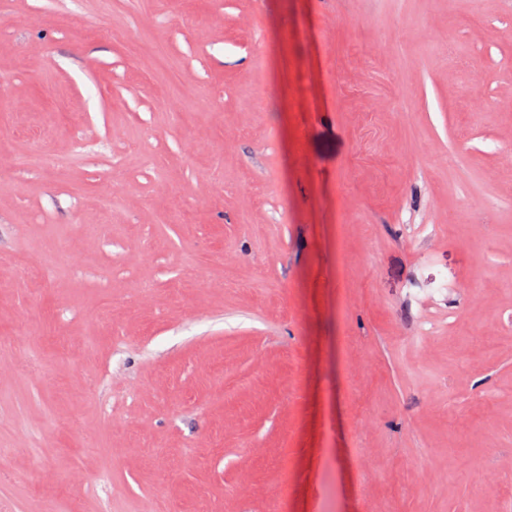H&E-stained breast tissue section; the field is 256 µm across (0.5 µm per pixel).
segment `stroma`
<instances>
[{"label":"stroma","mask_w":512,"mask_h":512,"mask_svg":"<svg viewBox=\"0 0 512 512\" xmlns=\"http://www.w3.org/2000/svg\"><path fill=\"white\" fill-rule=\"evenodd\" d=\"M0 85V512H512V0H0Z\"/></svg>","instance_id":"1"}]
</instances>
